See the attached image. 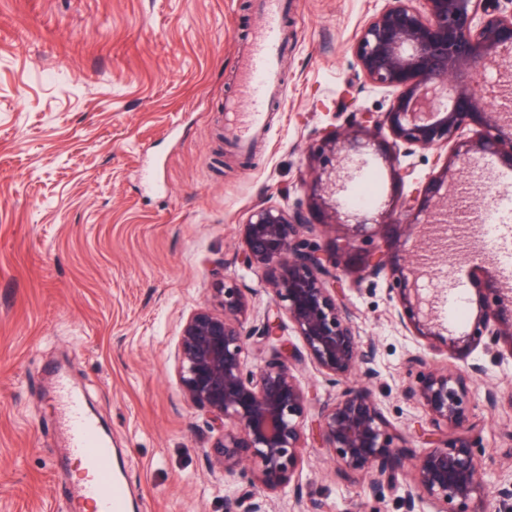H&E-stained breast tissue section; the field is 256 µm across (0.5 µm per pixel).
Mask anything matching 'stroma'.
Wrapping results in <instances>:
<instances>
[{
  "mask_svg": "<svg viewBox=\"0 0 512 512\" xmlns=\"http://www.w3.org/2000/svg\"><path fill=\"white\" fill-rule=\"evenodd\" d=\"M391 0H293L284 27V86L274 125L250 155L224 139V100L258 26L252 0H0V512H65L79 477L70 465L55 377L83 390L118 454L133 512H224V494L250 474L210 465L209 413L182 393L174 355L194 310L216 308L236 285L252 316L273 305L262 269L242 260V230L260 205L306 207L310 152L336 121L344 91L364 112L397 92L366 81L351 46ZM512 222L489 241L483 213L465 257L437 260L448 278L437 323L459 337L475 317V264L512 289ZM392 270L343 275L363 339L376 345L369 385L399 430L424 424L403 398L407 359L485 367L470 389L485 480L512 481V407L489 409L487 386L512 390V360L468 358L392 322ZM467 300L468 318L450 304ZM301 512H401L344 477L310 440L299 476Z\"/></svg>",
  "mask_w": 512,
  "mask_h": 512,
  "instance_id": "obj_1",
  "label": "stroma"
}]
</instances>
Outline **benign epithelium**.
I'll use <instances>...</instances> for the list:
<instances>
[{
    "mask_svg": "<svg viewBox=\"0 0 512 512\" xmlns=\"http://www.w3.org/2000/svg\"><path fill=\"white\" fill-rule=\"evenodd\" d=\"M512 0H392L386 11L361 30L353 52L365 80L398 91L385 112H352L340 125L324 130L314 156V176L307 185L309 206L288 213L260 207L243 228V262L264 271L274 295L276 311H266L248 324L250 304L233 284L218 289L223 312L207 308L186 320L175 369L180 387L215 423L212 464L232 476L246 466L249 488L224 494V512H266L267 493L293 489L296 507L302 496L298 474L303 465L308 409L324 447L331 450L340 471L367 483L369 493L381 497L404 480V512H418L428 498L437 512H485L487 497L495 512H512V483L490 490L479 459L476 425L469 422L470 385L485 373L478 363L466 371L426 367L414 356L417 381L402 389L408 401L427 407L426 427L419 430L427 449L407 469L411 436L385 417L381 403L367 384L356 379L374 359L372 343H362L354 312L340 288L342 260L358 254L359 272L378 275L390 264L393 246L382 238L361 251L360 237L368 227L400 224L448 223L453 198L448 185L470 192L461 182H448L455 163L483 178L481 162L495 157L512 168V99L503 94L501 78L511 77ZM487 69L500 80L478 79ZM472 127L475 137L458 139ZM453 147L452 158L425 187L392 197L388 208L342 206L354 172L373 155L386 165L391 180L404 183L399 156L417 149ZM427 206H419V197ZM344 233L322 241L306 235L313 218ZM478 312L466 336L445 343L452 355L481 346L497 358L512 356V294L493 275L475 280ZM391 291L399 309L393 318L417 336H433L432 313L417 312L424 299L408 287L399 273ZM304 350L288 346L260 366L248 365L251 348L278 340L283 318ZM310 360L336 381L340 391L331 402L312 405L298 383L294 369ZM469 436L448 443V429Z\"/></svg>",
    "mask_w": 512,
    "mask_h": 512,
    "instance_id": "7a95c632",
    "label": "benign epithelium"
}]
</instances>
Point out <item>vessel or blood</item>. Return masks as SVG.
<instances>
[{
  "label": "vessel or blood",
  "mask_w": 512,
  "mask_h": 512,
  "mask_svg": "<svg viewBox=\"0 0 512 512\" xmlns=\"http://www.w3.org/2000/svg\"><path fill=\"white\" fill-rule=\"evenodd\" d=\"M287 6L288 0H262V24L242 62L239 95L225 105L245 138L264 131L268 101L281 84L279 62L286 48L282 17ZM60 391L70 453L87 470L76 489L78 502L90 506L92 512H127V489L112 469L111 445L100 435L96 418L87 412L83 393L65 385Z\"/></svg>",
  "instance_id": "vessel-or-blood-1"
}]
</instances>
